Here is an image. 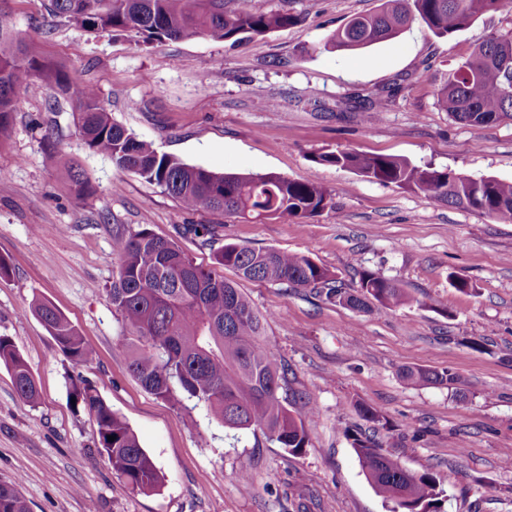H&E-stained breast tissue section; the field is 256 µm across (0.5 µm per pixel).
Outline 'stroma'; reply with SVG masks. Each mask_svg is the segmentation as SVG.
Instances as JSON below:
<instances>
[{
    "instance_id": "35a3bbf8",
    "label": "stroma",
    "mask_w": 512,
    "mask_h": 512,
    "mask_svg": "<svg viewBox=\"0 0 512 512\" xmlns=\"http://www.w3.org/2000/svg\"><path fill=\"white\" fill-rule=\"evenodd\" d=\"M383 0H224L225 9L298 14L297 25L241 42L208 37L136 44L48 17L44 0H0L23 35L76 81L92 85L114 121L158 152L215 172L275 173L332 192L304 224L246 222L191 212L160 187L119 171L88 148L69 98L41 83L18 95L0 143V335L10 337L40 390L22 400L0 366V480L20 479L31 512H390L352 448L375 432L385 454L435 476L446 512H512V221L449 208L423 195L312 162L353 150L403 158L475 178L512 180V122L471 127L436 104L437 79L498 32L485 15L438 38L416 23L356 51L324 44L349 18ZM431 65L433 78L421 77ZM275 111H267V103ZM78 162L92 191L75 197L66 168ZM172 240L195 263L238 281L269 317L265 342L288 370V391L318 409L309 444L293 455L262 431H233L204 406L175 407L129 373L123 332L107 290L118 225ZM214 224L207 245L183 233ZM310 256L355 287L365 270L395 280L409 304L364 312L305 288L238 280L214 263L226 244ZM468 280L462 292L451 276ZM52 303L94 348L75 366L31 305ZM448 370L456 388L412 386L403 368ZM81 376L123 416L165 476L154 493L133 490L98 448L97 423L74 405ZM367 405L386 419L374 429ZM245 471L249 482L235 478Z\"/></svg>"
}]
</instances>
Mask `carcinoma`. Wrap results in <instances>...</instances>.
I'll return each mask as SVG.
<instances>
[{"instance_id": "cac0c4a2", "label": "carcinoma", "mask_w": 512, "mask_h": 512, "mask_svg": "<svg viewBox=\"0 0 512 512\" xmlns=\"http://www.w3.org/2000/svg\"><path fill=\"white\" fill-rule=\"evenodd\" d=\"M47 12L85 31L133 32L150 44L207 36L236 43L293 25L287 10L237 13L224 0H47ZM487 13L503 15L507 29L491 34L472 55L448 70L436 104L456 122L483 126L512 121V6L508 0H384L374 14L356 15L333 32L325 48L351 51L394 39L422 22L436 37L469 28ZM32 81L70 91L64 69L45 57L40 46L16 31L10 14L0 11V143L12 130L17 91ZM75 122L89 149L109 156L113 165L134 173L176 198L189 211L220 212L250 222L303 224L332 200L313 181L263 175L216 173L159 153L112 120L97 91L85 86L75 95ZM312 161L353 171L371 181L421 194L444 206L474 210L487 217L512 219V181L473 178L420 167L385 155L355 151L316 153ZM69 179L76 198L88 196L82 171L72 166ZM117 260L107 299L130 336L124 344L128 369L149 394L174 406L194 400L228 429H260L291 454L309 443L307 423L315 417L308 401L288 399V372L268 352L263 316L236 284L196 264L170 240L146 228H127L112 237ZM216 264L231 267L239 278L289 288H308L330 302L366 310L373 301L401 306L404 289L380 273L364 270L356 292L311 257L276 248L226 244L215 252ZM32 310L61 353L77 366L95 358L78 329L52 304L36 300ZM0 364L12 374L15 389L35 405L34 377L11 339L0 336ZM403 378L415 385L452 387L448 371L409 367ZM75 404L93 414L99 448L112 470L134 490L154 491L164 476L142 448L128 423L80 375L70 378ZM115 440L109 441L107 437ZM352 448L374 491L391 512H444L446 495L430 473L406 471L370 436H352ZM0 512H29L17 481L0 482Z\"/></svg>"}]
</instances>
